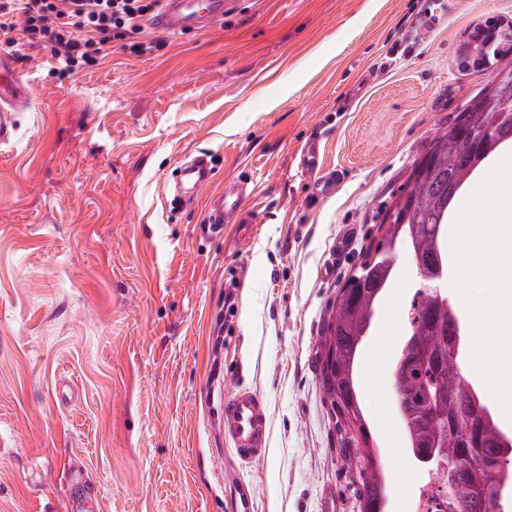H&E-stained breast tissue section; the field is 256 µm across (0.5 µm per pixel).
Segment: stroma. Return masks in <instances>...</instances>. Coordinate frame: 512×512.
Wrapping results in <instances>:
<instances>
[{"label":"stroma","mask_w":512,"mask_h":512,"mask_svg":"<svg viewBox=\"0 0 512 512\" xmlns=\"http://www.w3.org/2000/svg\"><path fill=\"white\" fill-rule=\"evenodd\" d=\"M512 0H239L213 28L116 32L61 78L50 46L7 42L28 102L0 145V512H356L321 379L336 295L374 252L389 207L493 69L457 50ZM152 40L144 55L131 43ZM321 140L322 165L302 149ZM208 155L212 182L177 197ZM256 226L205 227L225 184ZM408 247L359 368L390 512L431 482L402 452L394 364L416 291ZM239 279L235 293L225 283ZM254 388L265 461L224 440V396Z\"/></svg>","instance_id":"stroma-1"}]
</instances>
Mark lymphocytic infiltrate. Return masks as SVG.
Returning <instances> with one entry per match:
<instances>
[{"mask_svg": "<svg viewBox=\"0 0 512 512\" xmlns=\"http://www.w3.org/2000/svg\"><path fill=\"white\" fill-rule=\"evenodd\" d=\"M160 0H0V32L49 44L66 77L107 56L112 34L139 31Z\"/></svg>", "mask_w": 512, "mask_h": 512, "instance_id": "f902f5d3", "label": "lymphocytic infiltrate"}]
</instances>
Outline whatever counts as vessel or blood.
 Instances as JSON below:
<instances>
[{
	"label": "vessel or blood",
	"mask_w": 512,
	"mask_h": 512,
	"mask_svg": "<svg viewBox=\"0 0 512 512\" xmlns=\"http://www.w3.org/2000/svg\"><path fill=\"white\" fill-rule=\"evenodd\" d=\"M236 0H161V8L153 17L155 29L185 34L199 32L222 22L233 10ZM27 98L22 75L9 57L0 55V143H9L17 132V114ZM213 170L207 155L192 156L180 168L182 188L194 191L207 185ZM243 193L239 187L227 186L211 202L207 212V228L220 234L225 224L239 211ZM224 439L245 463L263 460L269 452L270 421L266 403L256 391L237 385L224 399L222 418Z\"/></svg>",
	"instance_id": "b4317fda"
}]
</instances>
